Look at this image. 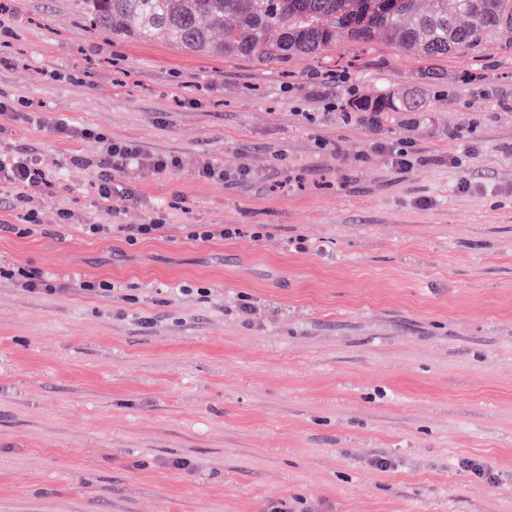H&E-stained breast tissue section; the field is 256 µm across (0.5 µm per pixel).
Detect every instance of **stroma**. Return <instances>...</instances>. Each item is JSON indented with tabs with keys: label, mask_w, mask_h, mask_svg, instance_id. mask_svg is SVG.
I'll return each mask as SVG.
<instances>
[{
	"label": "stroma",
	"mask_w": 512,
	"mask_h": 512,
	"mask_svg": "<svg viewBox=\"0 0 512 512\" xmlns=\"http://www.w3.org/2000/svg\"><path fill=\"white\" fill-rule=\"evenodd\" d=\"M380 88L423 108L346 113ZM0 95L48 175L27 235L0 188V266L63 287L0 278V512H512V49L201 58L0 0ZM59 120L180 165L103 203L106 142ZM1 277L17 280L25 290L34 294H55L63 290L42 271L32 268L12 267L6 269L0 267Z\"/></svg>",
	"instance_id": "1"
}]
</instances>
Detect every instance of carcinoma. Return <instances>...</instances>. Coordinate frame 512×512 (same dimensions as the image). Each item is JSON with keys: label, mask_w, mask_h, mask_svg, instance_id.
Returning a JSON list of instances; mask_svg holds the SVG:
<instances>
[{"label": "carcinoma", "mask_w": 512, "mask_h": 512, "mask_svg": "<svg viewBox=\"0 0 512 512\" xmlns=\"http://www.w3.org/2000/svg\"><path fill=\"white\" fill-rule=\"evenodd\" d=\"M77 0L93 24L116 35L160 36L199 56L285 63L349 38L381 39L421 59L499 40L512 47V0ZM224 33V40L214 39ZM358 112H417L421 101L379 89L349 104Z\"/></svg>", "instance_id": "carcinoma-1"}]
</instances>
